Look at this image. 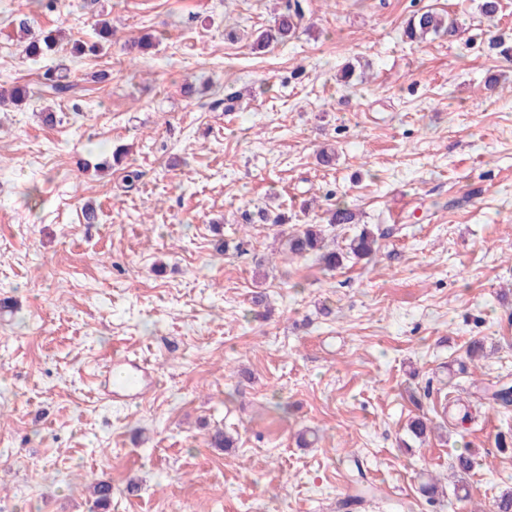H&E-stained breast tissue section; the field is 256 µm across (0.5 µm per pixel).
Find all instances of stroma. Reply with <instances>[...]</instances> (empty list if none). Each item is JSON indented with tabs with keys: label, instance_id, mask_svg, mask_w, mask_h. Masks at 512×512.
Instances as JSON below:
<instances>
[{
	"label": "stroma",
	"instance_id": "35a3bbf8",
	"mask_svg": "<svg viewBox=\"0 0 512 512\" xmlns=\"http://www.w3.org/2000/svg\"><path fill=\"white\" fill-rule=\"evenodd\" d=\"M285 3L0 0V85L28 87L0 106V512H90L98 480L106 512H338L362 482L358 512H493L512 490V408L490 398L512 386V0L492 18L481 0H304L307 31L257 47ZM11 7L62 28L61 50L26 58ZM426 9L455 33L406 43ZM99 19L111 49L74 56ZM349 63L367 82L339 81ZM60 64L74 99L38 83ZM340 202L375 257L327 271L284 250L305 224L343 247ZM261 207L287 223L248 224ZM124 355L156 369L138 404L96 377ZM218 427L235 448L211 447Z\"/></svg>",
	"mask_w": 512,
	"mask_h": 512
}]
</instances>
